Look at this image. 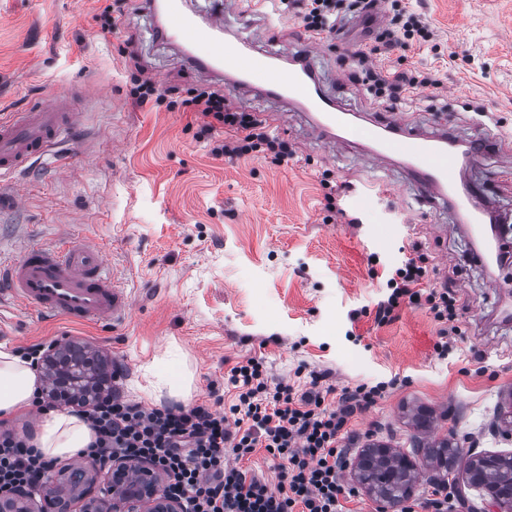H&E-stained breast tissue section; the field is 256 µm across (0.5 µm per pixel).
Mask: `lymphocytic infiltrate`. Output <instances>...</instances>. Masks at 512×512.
Returning a JSON list of instances; mask_svg holds the SVG:
<instances>
[{
  "mask_svg": "<svg viewBox=\"0 0 512 512\" xmlns=\"http://www.w3.org/2000/svg\"><path fill=\"white\" fill-rule=\"evenodd\" d=\"M377 0H292L310 36L335 33L347 14L368 13ZM351 68L372 94L390 107L401 106L408 93L439 87L435 74L382 70L372 50L357 51ZM137 103L183 109L201 118V133L223 129L215 156L236 159L261 152L282 162L293 157L287 140L271 136L265 119L253 112L229 109L224 97L197 88L187 97L168 99L155 83L140 78L131 91ZM428 258L418 250L388 273L390 294L377 305L375 319L385 324L401 304L426 308L441 323L454 321L456 295L443 288L424 287ZM235 391L225 410L208 404L148 407L113 391L110 399L77 406L93 432L84 457L152 460L166 480L169 494L180 499L184 512H344L353 500L341 472L355 436L352 418L374 406L387 383H362L335 389L312 375L308 387L287 381L269 382L261 360L250 357L234 366L226 380ZM265 449L279 471L271 485L244 468L256 449ZM53 462L38 451L31 434L0 427V495L36 488Z\"/></svg>",
  "mask_w": 512,
  "mask_h": 512,
  "instance_id": "obj_1",
  "label": "lymphocytic infiltrate"
}]
</instances>
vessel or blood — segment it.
Masks as SVG:
<instances>
[{
    "label": "vessel or blood",
    "instance_id": "1",
    "mask_svg": "<svg viewBox=\"0 0 512 512\" xmlns=\"http://www.w3.org/2000/svg\"><path fill=\"white\" fill-rule=\"evenodd\" d=\"M147 7L162 10L159 36L183 47L189 68L225 75L237 88L255 87L267 97L300 103L315 115L319 135L369 143L372 157L379 163L399 159L423 196L448 202L458 223L482 230L484 211L456 191L459 152L454 139L423 136L397 121L356 124L339 109L311 67L286 68L272 56L228 44L223 16L198 22L183 0H147ZM81 125V113L57 96L29 111L14 113L9 120L0 119V174L45 156ZM12 305L75 324L110 326L128 317L130 296L123 284L108 274L107 261L91 240L55 246L31 243L23 246L16 259L0 263L1 336L11 333L6 312Z\"/></svg>",
    "mask_w": 512,
    "mask_h": 512
}]
</instances>
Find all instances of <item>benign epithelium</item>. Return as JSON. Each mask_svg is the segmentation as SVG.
Masks as SVG:
<instances>
[{
    "label": "benign epithelium",
    "instance_id": "7a95c632",
    "mask_svg": "<svg viewBox=\"0 0 512 512\" xmlns=\"http://www.w3.org/2000/svg\"><path fill=\"white\" fill-rule=\"evenodd\" d=\"M73 345L57 340L46 346L40 375L49 381L46 392L58 407L88 404L105 392L104 383L85 385L79 362L67 359ZM106 474L105 486L98 477ZM183 512L181 501L165 491V481L149 461L140 459L83 460L51 468L36 491L0 497V512Z\"/></svg>",
    "mask_w": 512,
    "mask_h": 512
}]
</instances>
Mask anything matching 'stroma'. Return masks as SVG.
<instances>
[{"label":"stroma","mask_w":512,"mask_h":512,"mask_svg":"<svg viewBox=\"0 0 512 512\" xmlns=\"http://www.w3.org/2000/svg\"><path fill=\"white\" fill-rule=\"evenodd\" d=\"M113 0H0V117L65 93L83 122L66 143L26 170L0 177L18 190L20 210L0 218V247L92 239L133 303L115 327L20 317L0 349L67 340L91 347L123 373L121 390L148 406L172 403L153 392L159 374L192 378L187 404H224V378L238 362L263 359L270 377L297 384L311 373L336 388L393 381V389L356 415L353 451L370 443L403 449L450 439L460 457L511 453L512 176L500 156L512 152V0H400L433 32V44L378 55L383 69H432L441 88L412 94L390 110L354 83L343 66L347 42L327 38L312 62L325 88L356 122L403 120L463 143L493 138L496 149L469 164L465 177L505 230L500 261L477 263L473 234L447 204L420 205L413 183L394 162L373 168L358 145L313 136L298 108L263 94L227 89L225 80L190 71L155 31L160 15L128 0L116 31L100 28ZM198 20L224 14L225 37L275 55L285 66L307 51L308 35L279 0H188ZM159 90L207 85L238 109L256 112L296 149L276 164L253 153L214 157L223 131L199 136L196 115L138 105L130 94L137 69ZM340 185L339 208L355 216L326 220L323 177ZM432 266L430 286L457 295L458 331L439 356L440 325L423 308L401 305L375 321L386 299L385 273L412 244ZM433 412L429 431L409 409Z\"/></svg>","instance_id":"obj_1"}]
</instances>
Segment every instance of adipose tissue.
<instances>
[{
	"instance_id": "adipose-tissue-1",
	"label": "adipose tissue",
	"mask_w": 512,
	"mask_h": 512,
	"mask_svg": "<svg viewBox=\"0 0 512 512\" xmlns=\"http://www.w3.org/2000/svg\"><path fill=\"white\" fill-rule=\"evenodd\" d=\"M37 392L36 375L19 355L0 350V417L13 415L31 406ZM91 431L81 418L53 412L44 416L36 448L49 458H71L86 448Z\"/></svg>"
}]
</instances>
